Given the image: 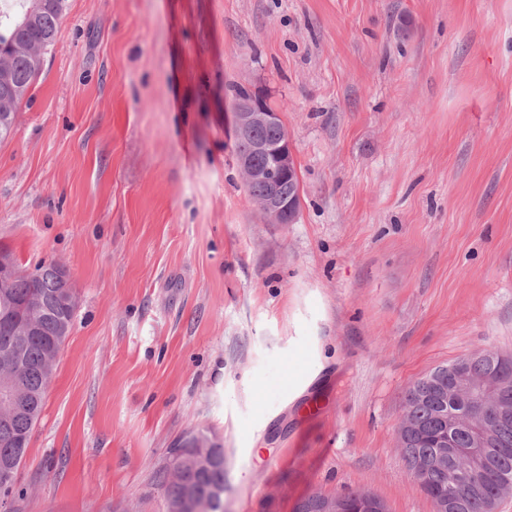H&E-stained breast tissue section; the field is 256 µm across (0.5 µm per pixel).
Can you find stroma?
I'll use <instances>...</instances> for the list:
<instances>
[{
    "mask_svg": "<svg viewBox=\"0 0 512 512\" xmlns=\"http://www.w3.org/2000/svg\"><path fill=\"white\" fill-rule=\"evenodd\" d=\"M240 86L288 131L295 223L249 200ZM0 248L79 300L8 512H165L192 432L224 512H434L405 391L512 354V0H67L0 140ZM369 496L366 492H348L345 494L329 496V495H312L304 498L297 506L296 512H320L318 511L319 506L323 503L324 499L336 498L343 499L344 502L351 505L353 508H358L365 498Z\"/></svg>",
    "mask_w": 512,
    "mask_h": 512,
    "instance_id": "35a3bbf8",
    "label": "stroma"
}]
</instances>
